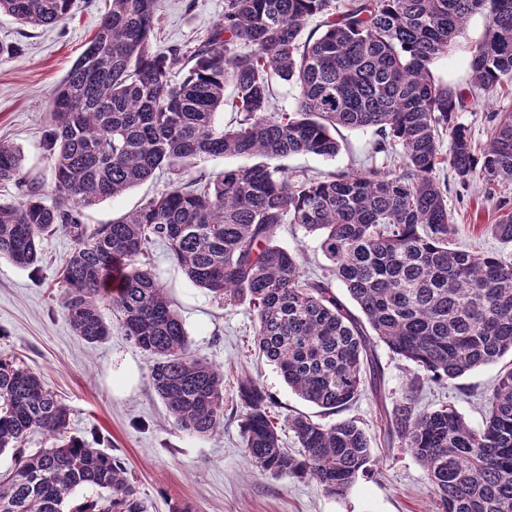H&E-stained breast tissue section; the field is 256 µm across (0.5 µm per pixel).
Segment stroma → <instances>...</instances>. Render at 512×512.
<instances>
[{
  "mask_svg": "<svg viewBox=\"0 0 512 512\" xmlns=\"http://www.w3.org/2000/svg\"><path fill=\"white\" fill-rule=\"evenodd\" d=\"M224 11V0H163L154 30L155 48L193 45L203 39ZM105 12V0H75L71 16L50 27L18 24L0 15V43L21 46V54L0 58V140L13 143L23 155L27 181L49 186L51 161L45 135L51 125L46 104L57 83L85 50ZM487 24L477 15L467 24L455 49L435 61L436 79L466 91L470 88L471 47ZM512 109V83L492 96L469 99L458 114L476 147H484L492 113ZM335 158L291 155L279 164L288 173H326L355 168L372 154L373 131L341 130ZM448 186V207L454 218V244L473 252L499 255L512 263V244L491 235L500 198L487 193L481 180L460 187L451 168L438 171ZM170 174L154 177L125 194L84 213L89 226L110 223L165 190ZM278 243L300 253L302 269L321 276L329 262L319 241L296 224L281 225ZM71 242L57 234L43 242L44 260L37 270L0 259V350L14 354L21 365L41 373L47 384L72 410L67 434L90 448L119 456L146 497L151 512H173L190 504L194 512H435L434 495L422 465L391 440L381 417L383 408L400 402L420 369L391 356L377 354L383 368L381 389H364L347 408L324 415L296 395L273 365L258 355L253 315L247 305L217 303L193 285L171 258L166 242L149 249L148 263L166 289L182 319L192 349L206 361L224 368V430L214 437H197L178 430L154 392L150 363L133 341L113 331L107 339L87 343L67 324L59 298L58 276ZM497 367L478 369L448 382H426L417 411L448 407L473 428L484 420L483 401L495 383ZM249 376L260 382L269 412L286 447L296 445L288 418L301 413L327 423L352 419L365 431L372 448L373 473L359 478L343 497H333L310 478L274 479L259 474L244 449L240 424L245 413L237 397V382Z\"/></svg>",
  "mask_w": 512,
  "mask_h": 512,
  "instance_id": "1",
  "label": "stroma"
}]
</instances>
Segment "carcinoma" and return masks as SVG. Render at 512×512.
Segmentation results:
<instances>
[{
    "instance_id": "carcinoma-1",
    "label": "carcinoma",
    "mask_w": 512,
    "mask_h": 512,
    "mask_svg": "<svg viewBox=\"0 0 512 512\" xmlns=\"http://www.w3.org/2000/svg\"><path fill=\"white\" fill-rule=\"evenodd\" d=\"M108 2L47 103L50 191L26 182L21 151L0 141V182L22 187L20 201L0 202V258L35 268L43 239L66 235V321L88 343L114 328L134 341L176 428L198 437L224 429V370L191 350L148 267L157 239L213 299L252 307L259 355L326 414L358 396L366 371L377 383L380 343L430 381L512 353V265L451 246L447 190L436 180L445 164L463 187L475 178L490 188L512 182V110L493 113L478 151L458 122L462 92L432 73L470 18L485 14L488 25L470 51L472 86L489 94L512 81V0H224L205 40L163 51L152 43L162 0ZM73 6L0 0V14L40 27L64 20ZM314 17L324 30L302 37ZM177 67L185 75L173 82ZM281 85L295 89L296 108L270 118ZM226 108L240 116L234 127L216 121ZM342 128L378 136L358 169L292 177L261 162L188 177L229 156L331 159ZM377 153L400 158L399 170L377 164ZM158 170L175 176L166 190L109 224L83 223L85 210ZM501 206L490 232L511 244L512 203ZM282 224L319 237L328 274H304L298 255L276 240ZM419 386L410 383L387 428L424 467L436 512H512V363L499 370L479 429L446 407L415 411ZM238 397L245 450L260 474L308 477L338 497L369 474L372 451L355 421L289 417L300 447L294 455L282 447L260 383L242 378ZM69 419L70 407L41 376L1 350L0 452L12 450L15 463L0 474V512H150L121 460L66 436ZM34 431L52 446L25 448ZM83 489L96 494L74 499Z\"/></svg>"
}]
</instances>
